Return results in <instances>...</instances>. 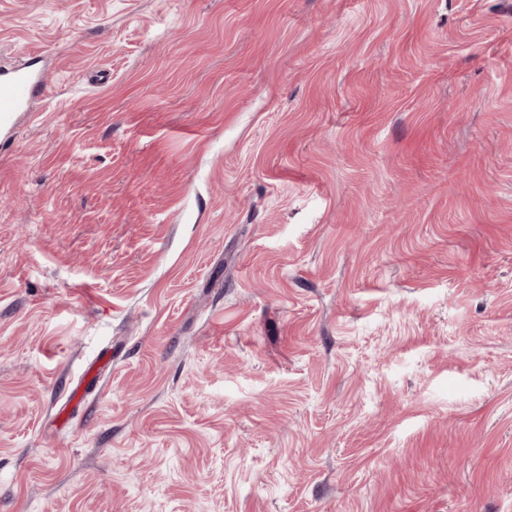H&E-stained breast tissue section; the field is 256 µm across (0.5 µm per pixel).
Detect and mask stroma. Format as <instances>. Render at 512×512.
I'll use <instances>...</instances> for the list:
<instances>
[{
    "label": "stroma",
    "mask_w": 512,
    "mask_h": 512,
    "mask_svg": "<svg viewBox=\"0 0 512 512\" xmlns=\"http://www.w3.org/2000/svg\"><path fill=\"white\" fill-rule=\"evenodd\" d=\"M33 56L0 512H512V0H0Z\"/></svg>",
    "instance_id": "stroma-1"
}]
</instances>
